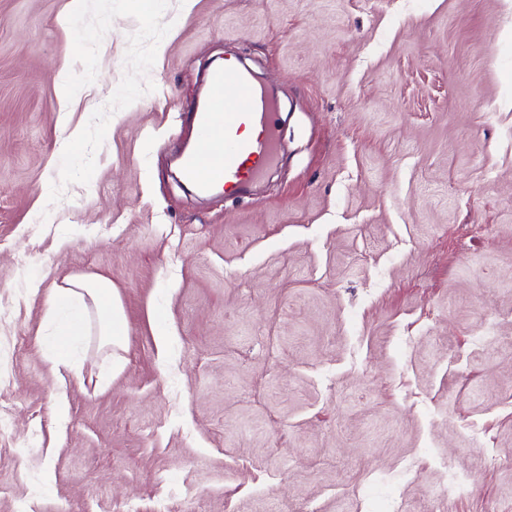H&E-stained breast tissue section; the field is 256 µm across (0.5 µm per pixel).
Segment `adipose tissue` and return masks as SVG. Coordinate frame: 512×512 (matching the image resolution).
<instances>
[{
	"instance_id": "adipose-tissue-1",
	"label": "adipose tissue",
	"mask_w": 512,
	"mask_h": 512,
	"mask_svg": "<svg viewBox=\"0 0 512 512\" xmlns=\"http://www.w3.org/2000/svg\"><path fill=\"white\" fill-rule=\"evenodd\" d=\"M91 312L96 315L97 334L103 342L120 346L124 317L111 281L100 276L76 277L56 289L48 300V315L54 320V329L47 349L55 364L72 368L73 338L79 323Z\"/></svg>"
}]
</instances>
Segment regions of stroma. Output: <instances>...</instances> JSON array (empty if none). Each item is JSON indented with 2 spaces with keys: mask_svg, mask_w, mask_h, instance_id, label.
I'll return each mask as SVG.
<instances>
[{
  "mask_svg": "<svg viewBox=\"0 0 512 512\" xmlns=\"http://www.w3.org/2000/svg\"><path fill=\"white\" fill-rule=\"evenodd\" d=\"M161 3L0 0V512H499L512 0ZM230 51L280 158L201 198L171 160ZM76 276L126 334L75 373L43 341Z\"/></svg>",
  "mask_w": 512,
  "mask_h": 512,
  "instance_id": "obj_1",
  "label": "stroma"
}]
</instances>
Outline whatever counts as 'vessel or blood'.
<instances>
[{"label":"vessel or blood","mask_w":512,"mask_h":512,"mask_svg":"<svg viewBox=\"0 0 512 512\" xmlns=\"http://www.w3.org/2000/svg\"><path fill=\"white\" fill-rule=\"evenodd\" d=\"M272 115L270 101L246 71L229 61L213 68L205 101L194 108L201 135L197 147L180 158L182 178L203 192L216 187L244 192L275 159ZM253 125L262 135L245 136Z\"/></svg>","instance_id":"vessel-or-blood-1"}]
</instances>
